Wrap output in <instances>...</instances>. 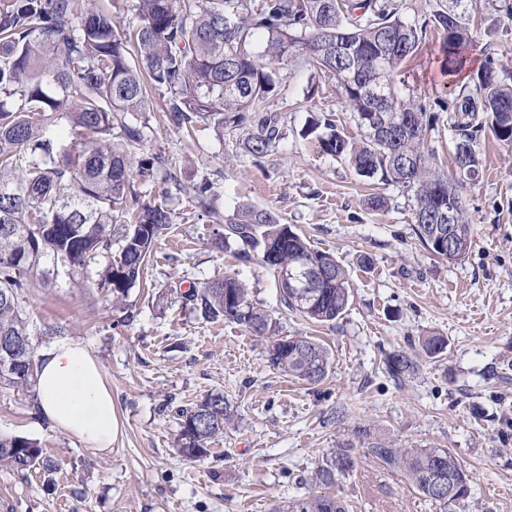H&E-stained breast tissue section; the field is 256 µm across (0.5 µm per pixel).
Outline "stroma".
<instances>
[{"mask_svg":"<svg viewBox=\"0 0 512 512\" xmlns=\"http://www.w3.org/2000/svg\"><path fill=\"white\" fill-rule=\"evenodd\" d=\"M475 2L467 66L490 57L499 76L512 79V25L499 22L497 0ZM440 44L428 31L398 88L433 114L425 146L446 172L457 92L439 71ZM149 101L144 150L165 156L175 178L142 185L141 200L167 202L174 222L141 280L118 297L93 273L76 285L26 291L38 347L77 341L99 363L120 433L109 451L95 450L41 416L34 388L0 386V434L37 440L57 466L50 478L0 469V512H274L309 491L322 458L357 442L362 429L399 448L453 453L471 486L455 512H512V141L481 134L482 169L463 195L471 248L451 263L415 236L412 191L358 176L304 136L311 117L323 113L355 133L334 78L289 60L269 101L286 137L258 164L241 151L237 132L184 138L163 119V91L150 90ZM205 176L220 186L221 214L243 202L273 209L336 256L351 285L340 319L303 320L281 303L277 277L260 258L245 262L215 243L211 218L175 190ZM375 193L386 208H368ZM365 256L370 265H362ZM227 275L246 285L279 335L309 336L328 348L322 382L270 368L262 338L193 310L189 287ZM431 334L447 341L441 358L423 359L415 376L388 375L386 354L419 353ZM216 391L235 405V425L210 456L187 460L177 451L176 411ZM335 492L350 512H444L401 471L361 450Z\"/></svg>","mask_w":512,"mask_h":512,"instance_id":"stroma-1","label":"stroma"}]
</instances>
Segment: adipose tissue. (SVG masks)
I'll list each match as a JSON object with an SVG mask.
<instances>
[{"instance_id":"obj_1","label":"adipose tissue","mask_w":512,"mask_h":512,"mask_svg":"<svg viewBox=\"0 0 512 512\" xmlns=\"http://www.w3.org/2000/svg\"><path fill=\"white\" fill-rule=\"evenodd\" d=\"M35 391L42 417L92 448H111L120 429L112 392L84 345L59 340L44 348Z\"/></svg>"}]
</instances>
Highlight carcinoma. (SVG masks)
I'll return each instance as SVG.
<instances>
[{
  "label": "carcinoma",
  "mask_w": 512,
  "mask_h": 512,
  "mask_svg": "<svg viewBox=\"0 0 512 512\" xmlns=\"http://www.w3.org/2000/svg\"><path fill=\"white\" fill-rule=\"evenodd\" d=\"M432 13V27L443 38L441 68L460 74L472 47L473 0H453ZM135 20L124 33L114 29L112 13L92 0H0V340L32 339L24 306L30 276L42 283L70 282L98 271L101 287L122 295L140 279L163 230L173 223L163 202L142 204L139 185L154 180L168 160L141 156L148 87L167 91L165 120L192 135L197 127L245 131L244 152L259 160L285 139L284 124L269 110L280 71L290 55L317 73L353 76L343 89L357 134L337 129L333 120L314 121L306 135L317 136L320 150L346 160L362 177L377 178L414 193L415 234L433 255L459 261L471 247L465 214L451 225L453 250L438 244L435 214L463 199L481 166L479 136L489 131L512 141V83L503 81L487 61L469 72L473 88L454 103L452 162L455 174L436 171L434 154L425 150L430 127L426 110L404 99L396 89L400 67L418 51L427 24L403 15V0H135ZM264 50H252L256 35ZM385 85L387 99L378 103L368 91ZM20 104L13 105V99ZM384 108L410 128L397 138L371 134L363 117ZM65 119L71 142L54 131ZM199 214L221 218L219 192L203 178L190 186L170 176ZM119 227L118 258H112V228ZM214 234L224 246H239L274 272L281 269H330L308 288L280 291L290 311L316 322H332L347 311L351 287L343 265L281 222L270 209L240 204L217 225ZM188 300L207 320L220 317L268 340L270 366L309 384L321 382L330 353L306 336H280L275 322L248 297L233 275L196 288ZM446 348L442 336H426L422 350L438 358ZM24 359L31 369L10 374L0 366V384L27 388L35 382L38 353L30 344ZM392 376L415 375L418 358L394 351L384 358ZM177 451L190 459L206 457L209 445L237 417V408L221 392H211L179 410ZM366 454L387 467L402 470L423 496L436 500L435 477L443 473L455 485L453 510L467 499L470 486L457 458L440 448H392L360 432ZM356 448H337L320 463L312 482L316 495L292 500L283 511L349 512L347 503L329 492L355 467ZM0 467L24 474L46 472L56 465L44 457L39 443L23 435L0 434Z\"/></svg>",
  "instance_id": "1"
}]
</instances>
